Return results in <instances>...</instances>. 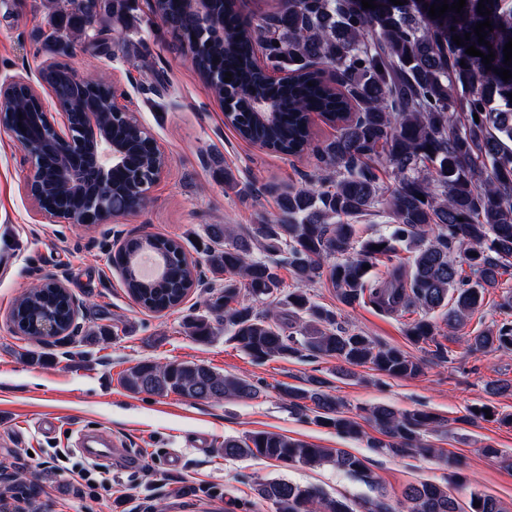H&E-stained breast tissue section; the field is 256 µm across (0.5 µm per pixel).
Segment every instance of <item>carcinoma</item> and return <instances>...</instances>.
Instances as JSON below:
<instances>
[{"mask_svg":"<svg viewBox=\"0 0 512 512\" xmlns=\"http://www.w3.org/2000/svg\"><path fill=\"white\" fill-rule=\"evenodd\" d=\"M454 0H407L395 5L374 0L365 9L361 0H278L274 11L247 15L241 0H213L208 26L182 12L175 0H163L157 12L182 50L192 54L198 40L209 43L194 66L216 94L227 90L235 99L225 122L248 141L283 155L310 152L322 165L317 183L291 187L281 194L278 211L259 224L238 230L222 224L206 226L203 253L212 274V298L206 314L189 320L192 337L209 342L228 335L252 360L287 359L305 351L313 357L336 358L352 366H368L387 377H417L422 364L408 352L383 346L361 332L337 326L333 311L315 302L307 285L327 276L338 300L345 305L367 302L386 313L422 315L405 324L414 345L446 348L443 327L457 329L483 304L488 289L497 287L501 272L512 269V78L503 81L494 70L512 71L504 63V45L512 38V4L484 0L492 11L493 31L478 44L479 0H466L461 13L448 11L436 19L425 5ZM43 7L58 18L46 37L64 55L87 27L105 14L120 20L135 18L136 0H45ZM470 40L458 46L452 36ZM476 46L493 53L491 70L482 58L466 54ZM265 52L266 65L288 71V82L271 85L258 65L255 49ZM466 66H460V62ZM232 73L225 83L218 77ZM71 71L57 64L46 77L66 86L80 104L89 94L72 86ZM262 94L278 105V116L264 122L253 112V95ZM478 117H473V114ZM319 114L336 124V135L315 144L312 117ZM5 119L30 129L41 121L24 102L16 103ZM112 137L123 142L129 162L113 178L112 208L124 210L162 165L148 147L147 134L136 124L106 117ZM383 159L395 181L384 186L370 165ZM51 177L44 188L54 197L61 180L56 154L43 152ZM225 189L240 197L253 196L250 183L240 184L224 172ZM423 195L424 199L417 198ZM388 219L389 231L361 238L355 222L370 216ZM379 249H373V246ZM139 246L131 239L115 252L112 263L129 269V257ZM153 248L169 258L170 272L160 282L124 279L130 295L151 311L179 305L193 287L197 263L187 259L183 246L157 236ZM458 250L460 259L451 257ZM407 256H401V253ZM476 256H471V253ZM285 254L296 286L286 288L273 257ZM383 266V280L371 270ZM269 301L258 311L244 298ZM441 312V322L427 317ZM49 316L60 339L74 341L67 297L50 288L31 290L19 301L13 322L28 335L34 319ZM470 351L512 352V324L488 328L465 337ZM132 393L167 396L171 393L199 401L252 399L260 388L238 377L193 361L143 363L122 377ZM325 382L285 385L280 395L294 405L309 401L315 421L337 433L363 438L365 433ZM383 438L367 445L395 456L413 451L441 458L459 468L457 460L421 442L422 432L440 420L424 410L400 412L387 405L365 409ZM480 452L512 467V452L485 445ZM220 453L230 459L261 457L287 465L336 468L369 477L363 460L339 448H321L285 435L256 431L241 438H224ZM275 512H504L491 496L470 494L468 510L443 487L421 482L402 492L401 509L382 499L355 510L350 504L324 496L313 487L270 479L259 488ZM480 506H474V502Z\"/></svg>","mask_w":512,"mask_h":512,"instance_id":"carcinoma-1","label":"carcinoma"}]
</instances>
